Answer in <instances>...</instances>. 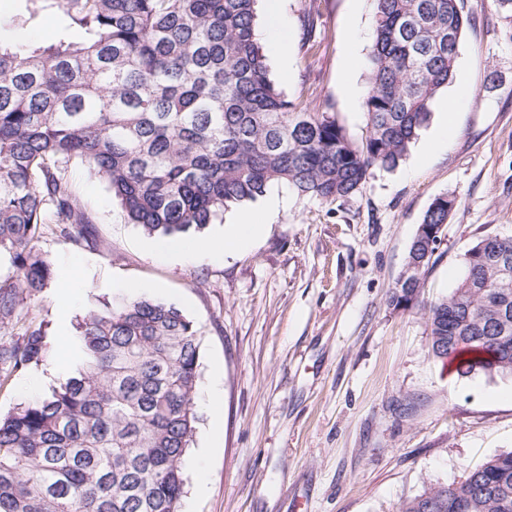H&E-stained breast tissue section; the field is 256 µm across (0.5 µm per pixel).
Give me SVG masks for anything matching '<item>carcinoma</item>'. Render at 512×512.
<instances>
[{"label":"carcinoma","instance_id":"1","mask_svg":"<svg viewBox=\"0 0 512 512\" xmlns=\"http://www.w3.org/2000/svg\"><path fill=\"white\" fill-rule=\"evenodd\" d=\"M56 8L71 34L46 47L0 46V328L30 317L0 368L43 360L30 299L53 277L42 228L87 247L93 220L68 176L88 166L149 236L205 229L273 185L348 198L373 168L396 169L455 75L470 25L461 0H374L367 135L354 144L333 112L288 101L269 77L257 0H28ZM456 200L436 198L392 301L415 307ZM429 349L460 376H512V235L481 239L446 297L422 306ZM78 362L51 395L0 416V512H179L198 423L201 334L173 304L121 298L77 326ZM512 512V451L398 512Z\"/></svg>","mask_w":512,"mask_h":512}]
</instances>
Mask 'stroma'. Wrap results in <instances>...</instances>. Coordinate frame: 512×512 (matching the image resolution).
<instances>
[{"instance_id": "1", "label": "stroma", "mask_w": 512, "mask_h": 512, "mask_svg": "<svg viewBox=\"0 0 512 512\" xmlns=\"http://www.w3.org/2000/svg\"><path fill=\"white\" fill-rule=\"evenodd\" d=\"M288 60L270 76L299 107L335 113L353 142L366 135L363 103L346 74L369 82L373 0H283ZM471 25L446 92L464 98L448 145L418 163L372 169L347 199L302 197L239 248L161 255L130 224L103 179L68 176L94 220L86 247L46 228L38 243L55 277L33 303L47 356L0 385V415L51 394L71 375L69 346L88 308L148 297L182 309L201 330L199 416L186 458L180 512H397L424 488L512 451V376H458L429 351L423 313L390 296L425 211L455 198L421 299L456 288L465 253L489 234L512 235V22L493 0H463ZM62 14L30 15L0 0V43L24 32L57 40ZM218 388L214 422L204 400ZM205 494H197L198 481Z\"/></svg>"}]
</instances>
